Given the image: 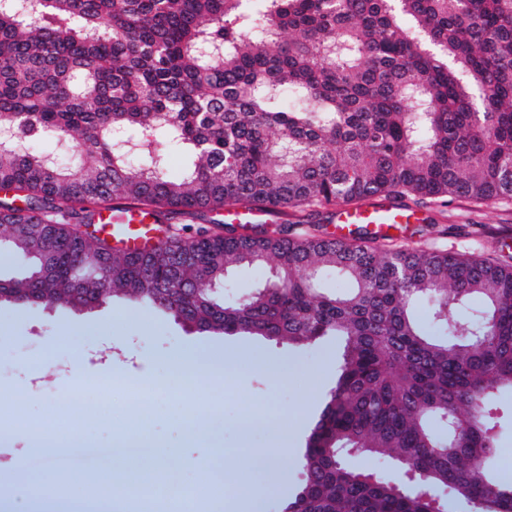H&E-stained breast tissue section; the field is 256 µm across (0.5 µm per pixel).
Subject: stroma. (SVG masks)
<instances>
[{"instance_id":"obj_1","label":"stroma","mask_w":512,"mask_h":512,"mask_svg":"<svg viewBox=\"0 0 512 512\" xmlns=\"http://www.w3.org/2000/svg\"><path fill=\"white\" fill-rule=\"evenodd\" d=\"M415 211L416 222L376 237V246L423 245L512 264V198L491 205L426 200ZM0 348L13 354L0 372V411L25 400L49 430L74 410L68 392L76 378L118 381L114 417L95 437L108 447L133 427L165 446L152 512H281L302 479L305 442L341 354L332 339L299 347L204 334L123 299L82 309L2 305ZM182 352L219 373L167 383ZM276 366L289 368L287 380L274 378ZM27 448L22 433L0 445V497L11 498L20 475L36 479V496L52 495L39 481L41 469L27 467ZM183 486L194 493L186 506L171 494Z\"/></svg>"}]
</instances>
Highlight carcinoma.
I'll list each match as a JSON object with an SVG mask.
<instances>
[{"label": "carcinoma", "mask_w": 512, "mask_h": 512, "mask_svg": "<svg viewBox=\"0 0 512 512\" xmlns=\"http://www.w3.org/2000/svg\"><path fill=\"white\" fill-rule=\"evenodd\" d=\"M0 131V248L19 263L0 304L123 298L203 333L338 336L282 512H512V264L209 217L512 197V0H0ZM116 200L214 228L129 253L95 229ZM329 271L350 287L328 292ZM267 273L268 269H258L247 266L241 267L230 278L226 290L224 291L231 297L241 296Z\"/></svg>", "instance_id": "1"}]
</instances>
